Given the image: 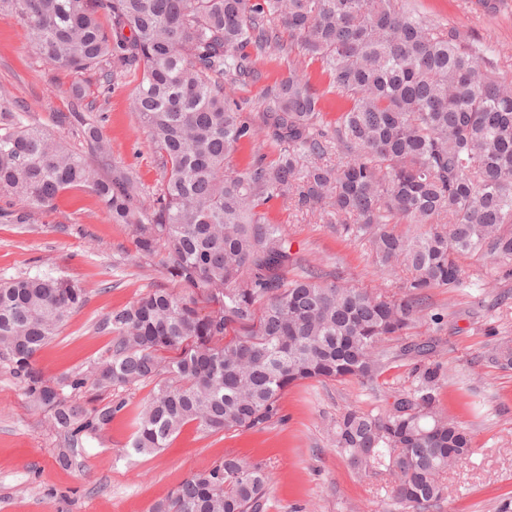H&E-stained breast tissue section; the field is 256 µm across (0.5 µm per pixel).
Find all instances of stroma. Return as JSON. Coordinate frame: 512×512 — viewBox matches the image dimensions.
Listing matches in <instances>:
<instances>
[{
  "label": "stroma",
  "instance_id": "stroma-1",
  "mask_svg": "<svg viewBox=\"0 0 512 512\" xmlns=\"http://www.w3.org/2000/svg\"><path fill=\"white\" fill-rule=\"evenodd\" d=\"M419 9L456 28L470 43L490 46L493 71L512 74V0H415ZM133 76L118 77L102 91L96 73L46 64L26 27L0 18V110L28 113L31 122L63 137L89 163L91 150L69 113L81 112L99 128L109 148L102 176L128 173L141 204L158 184V157L131 110ZM12 202L0 198V278L48 274L76 280L87 291L56 337L37 355V365L56 378L97 359L112 340L99 322L148 289L172 287L158 261L139 257L133 228L113 223L86 187L61 194L27 224L2 219ZM271 222L283 225L301 265L342 273L360 288L396 292L404 271L383 272L364 244L335 225L317 222L289 200H277ZM461 287L435 288L428 314L440 324L415 329L413 339L436 340L434 361L448 370L441 401L465 427L473 452L443 477L438 512H498L512 496V368L490 362L494 349L512 343V276L484 259L465 262ZM413 360L392 359L376 385L305 382L282 396V418L261 430L210 433L185 425L168 448L152 454L131 447L132 419L149 398L150 386L105 393L125 407L95 437L87 439L70 466H61L63 442L49 411L29 404L22 385L0 367V512H151L193 473L234 453L261 466L269 477V512H406L389 494V478L360 473L334 447L332 427L349 408L376 412L413 383Z\"/></svg>",
  "mask_w": 512,
  "mask_h": 512
}]
</instances>
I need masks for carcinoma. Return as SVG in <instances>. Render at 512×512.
<instances>
[{"label":"carcinoma","mask_w":512,"mask_h":512,"mask_svg":"<svg viewBox=\"0 0 512 512\" xmlns=\"http://www.w3.org/2000/svg\"><path fill=\"white\" fill-rule=\"evenodd\" d=\"M108 9L109 25L97 17ZM55 68L95 70L103 86L138 75L132 111L162 165L155 198L138 208L125 174L100 175L64 139L20 115L0 127V196L19 210L91 188L114 224H131L136 252L157 258L184 289L151 288L112 311V334L86 368L50 380L35 356L86 298L51 276L0 283V365L64 436L59 462L112 423V388L153 385L131 448L153 453L195 422L210 432L259 429L305 381L374 383L389 361L419 362L413 386L373 414L343 412L336 450L359 471L393 479L394 498L433 512L441 477L472 452L445 414L447 373L430 341L403 337L426 318L433 288H457L468 257L512 276V79L482 69L483 53L407 0H0ZM287 60L253 117L229 95L257 64ZM315 61L325 76L317 88ZM347 102L334 126L324 109ZM84 138L108 148L91 123ZM264 136L242 168L237 154ZM300 208L369 244L383 270L403 268L401 296L350 286L298 264L267 205ZM70 394H65L64 389ZM268 476L234 455L192 474L153 512H268Z\"/></svg>","instance_id":"1"}]
</instances>
